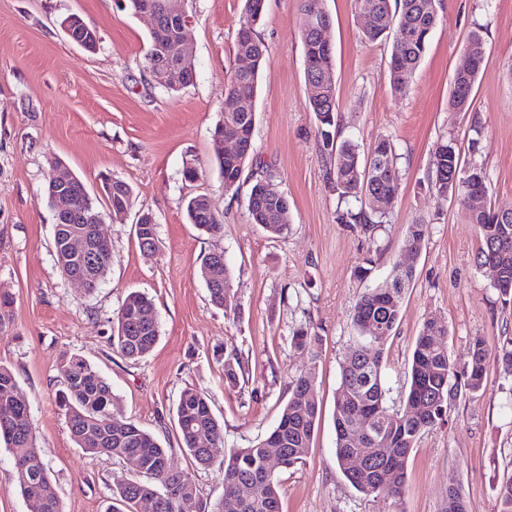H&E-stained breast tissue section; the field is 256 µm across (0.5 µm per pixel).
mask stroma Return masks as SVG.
Listing matches in <instances>:
<instances>
[{"label": "stroma", "mask_w": 512, "mask_h": 512, "mask_svg": "<svg viewBox=\"0 0 512 512\" xmlns=\"http://www.w3.org/2000/svg\"><path fill=\"white\" fill-rule=\"evenodd\" d=\"M244 0H185L187 40L196 77L169 93L145 67L150 24L120 0H0V293L13 300L0 327V364L31 407L36 444L64 512H104L114 477H135L126 461L92 457L74 443L56 398L64 387L62 355L93 364L111 384L118 413L173 451L172 465L191 472L205 498L220 502L223 475L196 469L179 448L176 405L186 385L207 394L224 424L225 448H242L277 425L298 375L315 371L322 404L306 463L276 468L280 512H443L449 484L460 485L468 512H500L499 488L512 476V373L491 369L484 391L460 392L444 424L425 431L407 460L405 494L367 496L336 465L333 424L340 363L353 345L354 307L403 258L407 225L429 232L416 260L398 324L384 346L389 404L400 407L416 338L425 321L448 328V349L465 370L475 338L512 340V303L479 266L478 234L456 201L428 189L432 159L444 141L467 149L478 139L494 210L512 209V0H433L437 23L405 94L388 83L391 41L363 40L355 0H323L331 18L337 138L361 151L389 139L400 191L383 224L366 232L341 222L355 208L326 180L335 153L317 135L304 101L303 0H265L257 28L266 47L255 101L253 149L240 186L225 190L213 161L212 134L223 117L224 86L238 65L235 38ZM74 14L99 37L94 51L60 26ZM487 53L468 111L448 101L472 30ZM79 176L91 197L104 179L127 182L132 204L106 220L112 267L95 291L66 279L54 254L55 212L45 197L50 158ZM195 167L197 180L183 177ZM287 197L288 227L269 236L251 223L248 193L256 179ZM208 195L224 224L217 235L189 224V198ZM157 222L153 252L138 247L140 213ZM222 252L239 312L228 320L209 301L196 269ZM146 294L159 339L144 358H124L108 341L129 292ZM322 338L317 357L297 350L294 329ZM237 349L249 370L225 387L214 350ZM16 487L11 453L0 444V512H33Z\"/></svg>", "instance_id": "stroma-1"}]
</instances>
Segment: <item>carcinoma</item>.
Masks as SVG:
<instances>
[{"instance_id": "obj_1", "label": "carcinoma", "mask_w": 512, "mask_h": 512, "mask_svg": "<svg viewBox=\"0 0 512 512\" xmlns=\"http://www.w3.org/2000/svg\"><path fill=\"white\" fill-rule=\"evenodd\" d=\"M254 2L244 0L236 33L237 53H251L254 65L247 72L236 71L231 75L224 91V119L214 130L226 138L241 134L253 137L255 112L243 109L240 103L257 97L266 62L265 45L257 32L263 12ZM390 2L355 0L365 40L376 42L386 38L391 27L398 29L388 64V79L392 93L401 95L406 91L408 77L426 53L433 15L429 9L430 0H400L394 8ZM321 3L322 0H304L305 10L318 15L317 26L303 30L301 35L306 82L309 88L317 89L315 93L308 92L305 108L316 115L323 144H333L336 148L334 165L327 171L328 183L340 197L361 203L358 211L346 212L342 220L372 231L386 216V209L379 201L395 199L399 193L394 148L390 141L381 139L373 152L363 157L354 142H335L336 89L334 83L323 81L324 74L332 73L333 56L322 52L319 37V27L331 25V19ZM61 26L72 41L85 48L92 49L99 42L97 33L76 16L62 19ZM180 60L177 35H171L161 46L155 37H149L146 65L165 66L181 77L180 81L166 87L170 93L188 87V83L182 81L184 69ZM484 60L485 56L475 54L469 71L453 85L450 97L453 108L459 111L470 109L474 85ZM215 159L224 179V188H238L247 157L243 154L223 157L217 153ZM433 165L431 189L442 203L448 201V180L455 170L470 167L486 173L484 165L476 159H463L452 142L440 147ZM205 199L204 195H196L188 200L187 218L202 232L216 235L223 229L222 220L207 209ZM247 210L251 223L260 225L268 234L280 236L286 230L288 200L272 189L269 182L258 180L252 185ZM139 220L142 224L136 228V238L139 246L150 252L157 240V225L151 223L148 212L141 213ZM469 220L476 226L480 239L477 262L481 265L487 257H493L501 268V277L493 283V288L504 303L509 304L512 302V222H500L497 213L488 206L470 214ZM427 233L426 224L406 225L405 250L419 254ZM77 235L88 242V250L83 256L66 247L68 239ZM54 249L63 276L82 277L90 291L104 281L112 265V245L102 239L99 225L78 224L73 216L54 225ZM197 275L204 282L212 305L224 309L226 317L237 318V310L227 308L233 288L224 255L214 252L204 255ZM414 276L413 263H397L389 280L363 292L352 317L360 343L349 349L340 364L341 400L336 404L334 416L336 464L348 482L365 495L385 493L401 497L411 450L424 431L447 420L448 409L458 389L472 394L483 390L492 365L512 372V347H492L485 339L477 338L470 349L466 371L458 375L448 351V328L429 320L415 342L403 408L390 407L389 388L382 377L383 350L399 321L404 290ZM150 307L152 302L146 295L131 292L112 320L109 342L129 360L147 355L159 338L156 321L142 319V313ZM292 342L297 349L314 358L321 338L305 326L294 332ZM217 356L224 368L225 386L237 387L240 378L244 377L240 356L234 350H221ZM61 369L65 390L60 395V408L76 445L90 456L134 460L137 472L143 476L141 480L114 478L112 504L107 512H280V484L276 474L267 471L270 449L280 450L284 468L304 463L321 417L315 373L309 371L295 379L277 426L265 438L245 448H233L218 461L211 456L210 445L223 442L224 424L214 415L206 395L192 386L185 387L176 408L181 440L179 449L186 452L196 466L216 467L224 474V498L213 504L200 495L190 473L171 467L170 449L138 424L115 416L112 386L93 365L64 354ZM15 388L14 372L0 364V438L14 458L17 488L24 493L28 484H39L42 512H63L33 437L30 407L14 399ZM416 406L421 408L417 417L413 414ZM361 417L372 418V432L366 437L356 424ZM361 452L369 460L365 472H357L349 466L351 458ZM242 485L250 487L246 497L239 495ZM446 512H468L463 494L455 485L448 488Z\"/></svg>"}]
</instances>
